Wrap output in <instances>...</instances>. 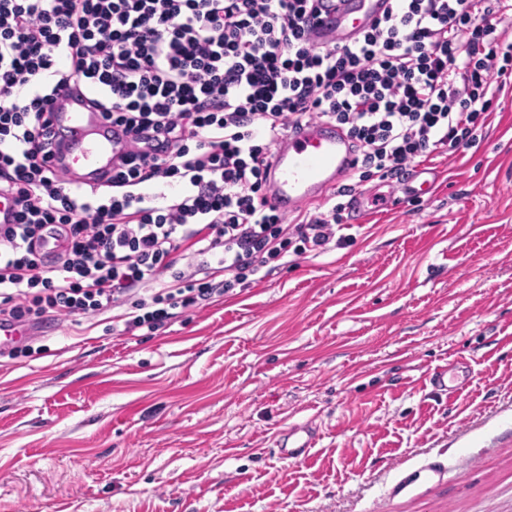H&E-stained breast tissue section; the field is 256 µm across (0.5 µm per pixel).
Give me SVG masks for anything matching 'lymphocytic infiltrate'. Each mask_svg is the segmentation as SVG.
I'll return each instance as SVG.
<instances>
[{"label": "lymphocytic infiltrate", "mask_w": 512, "mask_h": 512, "mask_svg": "<svg viewBox=\"0 0 512 512\" xmlns=\"http://www.w3.org/2000/svg\"><path fill=\"white\" fill-rule=\"evenodd\" d=\"M314 0H0V317L111 313L155 334L177 308L248 287L270 263L323 251L346 206L281 214L266 192L277 140L347 129L354 182L470 147L512 76L498 32L512 0H390L351 44L312 46ZM129 147L97 189L47 163L63 94ZM177 184L164 199L147 184ZM56 225L67 245L35 249Z\"/></svg>", "instance_id": "obj_1"}]
</instances>
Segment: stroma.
Wrapping results in <instances>:
<instances>
[{"label": "stroma", "instance_id": "35a3bbf8", "mask_svg": "<svg viewBox=\"0 0 512 512\" xmlns=\"http://www.w3.org/2000/svg\"><path fill=\"white\" fill-rule=\"evenodd\" d=\"M373 181L347 245L152 336L46 318L0 358V512H512V93ZM449 367L457 396L433 393ZM313 421L308 459H282ZM442 479L392 494L405 472ZM319 439L316 428L305 425H293L288 427L287 440H279L278 446L287 458L305 459L311 448H314ZM288 444V446H287Z\"/></svg>", "mask_w": 512, "mask_h": 512}]
</instances>
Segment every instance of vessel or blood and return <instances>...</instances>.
Segmentation results:
<instances>
[{"instance_id":"1","label":"vessel or blood","mask_w":512,"mask_h":512,"mask_svg":"<svg viewBox=\"0 0 512 512\" xmlns=\"http://www.w3.org/2000/svg\"><path fill=\"white\" fill-rule=\"evenodd\" d=\"M387 8V0H336L312 30L310 40L315 44L349 40ZM51 128H63L69 133L68 139L54 148L51 166L78 176L85 183H94L96 177L110 171L113 159L126 148L124 140L113 135L111 125L99 113L89 111L73 98L57 100ZM273 154L267 191L271 202L287 215L326 198L349 178L356 159L347 131L326 121H310L288 132L279 139ZM318 439L316 428L294 425L289 427L287 443L281 451L286 457L303 459ZM444 471L441 464H424L401 478L396 488L411 491Z\"/></svg>"}]
</instances>
